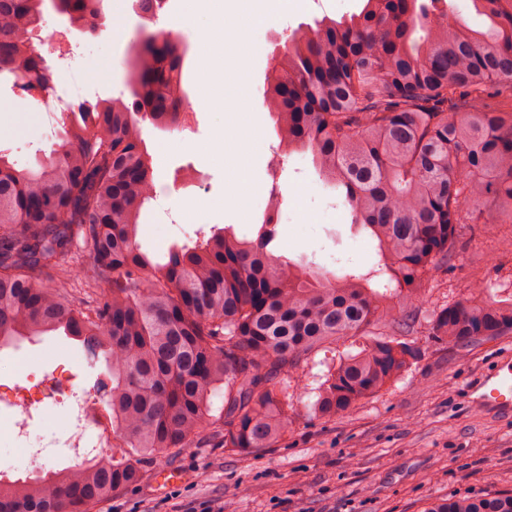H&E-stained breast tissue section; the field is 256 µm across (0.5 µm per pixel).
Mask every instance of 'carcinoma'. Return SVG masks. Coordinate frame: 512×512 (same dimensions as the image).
I'll return each instance as SVG.
<instances>
[{"instance_id": "obj_1", "label": "carcinoma", "mask_w": 512, "mask_h": 512, "mask_svg": "<svg viewBox=\"0 0 512 512\" xmlns=\"http://www.w3.org/2000/svg\"><path fill=\"white\" fill-rule=\"evenodd\" d=\"M471 3L482 29L450 7L434 16L419 0H366L290 35L266 78L280 144L311 151L319 177L343 188L392 288L275 255L270 222L254 239L213 231L162 264L140 251L137 217L153 191L141 122L175 127L188 108L183 52L168 39L149 37L131 57L130 103L69 106L60 143L34 167L0 152V348L61 332L104 359L121 441L75 466L1 475L0 512H91L163 453L273 447L288 430L287 380L340 339L365 342L324 375L317 418L410 369L420 352L401 337L418 329L457 350L512 334V295L488 298L481 281L423 318L396 307L425 294L457 249L456 225L486 207L512 224V0ZM48 4L102 32L101 0H0V80L53 90L52 67L23 47ZM425 512H512V492Z\"/></svg>"}]
</instances>
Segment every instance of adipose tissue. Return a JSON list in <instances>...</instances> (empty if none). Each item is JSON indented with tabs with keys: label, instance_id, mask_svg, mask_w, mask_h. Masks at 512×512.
Returning a JSON list of instances; mask_svg holds the SVG:
<instances>
[{
	"label": "adipose tissue",
	"instance_id": "1",
	"mask_svg": "<svg viewBox=\"0 0 512 512\" xmlns=\"http://www.w3.org/2000/svg\"><path fill=\"white\" fill-rule=\"evenodd\" d=\"M254 0H235V12L225 19L223 27L199 19L198 0H186L182 22L190 28L198 45V57L210 60L223 55L237 56L240 65H247L253 51L251 45L241 41H230L224 36L228 27L244 28L247 26ZM239 135L243 140L240 153L228 155L217 154V161L234 171L236 181L225 195L223 207L237 210L241 215H248L258 202L256 186L252 179L254 164L262 148V133L259 125L250 116H241Z\"/></svg>",
	"mask_w": 512,
	"mask_h": 512
}]
</instances>
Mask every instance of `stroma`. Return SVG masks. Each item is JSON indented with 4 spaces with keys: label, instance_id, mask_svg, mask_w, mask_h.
I'll use <instances>...</instances> for the list:
<instances>
[{
    "label": "stroma",
    "instance_id": "1",
    "mask_svg": "<svg viewBox=\"0 0 512 512\" xmlns=\"http://www.w3.org/2000/svg\"><path fill=\"white\" fill-rule=\"evenodd\" d=\"M263 0L248 38L261 50L248 67L236 58L213 62L215 107L194 108L188 127L165 130L146 126L144 139L154 155V197L141 209L137 242L152 260L164 261L173 245L193 243L197 230L226 228L252 239L265 220L260 209L241 218L232 209L216 208L231 187L223 165L210 149L221 143L222 129L232 128L241 113L254 114L263 133L265 155L278 146L275 120L266 106V75L288 33L315 19L359 11L363 0ZM183 0H167L159 22L125 12L122 0H103L104 29L92 38L68 30L55 12L33 43L54 71L55 89L70 101L127 92L132 81V46L147 33L168 26L186 53L182 81L195 98L199 71L196 43L182 27ZM19 104L0 112V151L27 167L49 155L58 138L44 125L45 100L0 83V101ZM254 180L260 196L278 187L275 250L284 259L317 266L329 277L369 272L381 257L368 230L355 224L340 190L325 184L312 156H289L279 178L258 166ZM211 203V210L189 218L186 203ZM460 243L447 269L437 271L419 314L460 300L473 281L492 291L512 292V224H464ZM413 342L421 357L411 369L377 395L331 418L310 412L318 381L350 351V340L313 353L302 373L288 382L290 422L270 448L242 452L234 448H187L162 457L161 467L179 474L176 483L157 487L153 476L113 493L95 512H424L428 503L458 495L481 496L512 491V414H501L474 402L468 393L503 356L512 355V335L465 350L435 345L424 333ZM104 362L90 363L84 352L62 336L22 341L0 350V385L17 381L48 383L70 380L73 392L48 404L45 417L33 419V430L46 438L68 432L60 418L69 414L75 395L92 388L105 372ZM0 420V473L23 479L36 468L71 466L70 458L45 449L32 459L28 443L9 435Z\"/></svg>",
    "mask_w": 512,
    "mask_h": 512
}]
</instances>
